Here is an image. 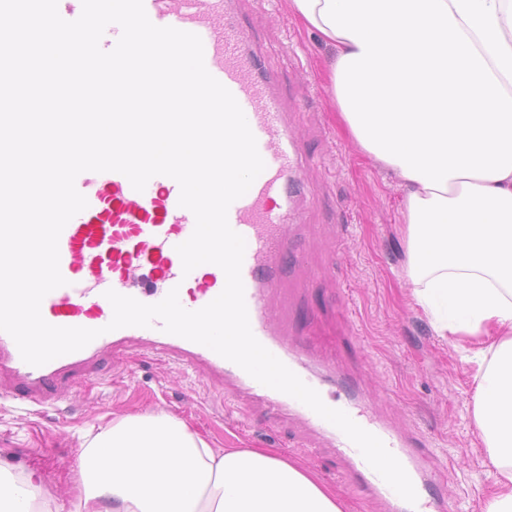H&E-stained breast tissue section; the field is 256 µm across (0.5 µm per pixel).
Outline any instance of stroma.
<instances>
[{
	"instance_id": "1",
	"label": "stroma",
	"mask_w": 512,
	"mask_h": 512,
	"mask_svg": "<svg viewBox=\"0 0 512 512\" xmlns=\"http://www.w3.org/2000/svg\"><path fill=\"white\" fill-rule=\"evenodd\" d=\"M258 47L301 143L299 230L277 315L310 353L370 396L376 413L420 438L435 456L433 490L456 512H484L495 490L473 406L475 365L460 360L412 299L398 270L404 252L401 190L341 130L321 70L333 51L299 26L286 0H232ZM164 411L211 448H273L332 487L345 512H385L334 449L304 425L260 403L225 412L224 390L171 361L129 350L75 374L66 396L37 412L0 398V464L41 477L46 512H73L81 436L125 415Z\"/></svg>"
}]
</instances>
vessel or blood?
I'll use <instances>...</instances> for the list:
<instances>
[{
    "mask_svg": "<svg viewBox=\"0 0 512 512\" xmlns=\"http://www.w3.org/2000/svg\"><path fill=\"white\" fill-rule=\"evenodd\" d=\"M227 3L144 0V7L154 25L200 36L207 70L237 100L265 163L246 194L228 210L231 228L246 242L241 277L252 332L315 389L327 406L345 411L383 441L409 475L417 493L416 504L402 499L341 430L295 398L260 384L208 347L163 332L158 320L147 328L107 331L113 316L105 297L107 290L155 304L174 289L182 307L195 311L214 300L225 286V274L217 265L183 271L176 247L192 235L195 217L179 206L178 183L164 175L152 177L141 192L114 171H88L77 177L76 188L88 206L60 234V271L66 284L44 297L41 314L51 325L96 329L100 335L81 350L32 366L23 361L12 337L0 332V396L18 394L27 401L46 404L64 395L72 371L95 366L108 352L138 348L169 355L224 386L232 401L260 399L300 420L336 449L352 478L383 501L388 512H434L437 502L428 494L431 455L415 454L414 438L377 417L361 388L342 377L328 382L312 372L305 347L289 343L287 324L273 315L272 303L281 293L290 266L288 210L293 188L302 182L300 150L283 102L273 92L271 78L263 74L256 50Z\"/></svg>",
    "mask_w": 512,
    "mask_h": 512,
    "instance_id": "vessel-or-blood-1",
    "label": "vessel or blood"
}]
</instances>
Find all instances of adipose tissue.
<instances>
[{
  "label": "adipose tissue",
  "mask_w": 512,
  "mask_h": 512,
  "mask_svg": "<svg viewBox=\"0 0 512 512\" xmlns=\"http://www.w3.org/2000/svg\"><path fill=\"white\" fill-rule=\"evenodd\" d=\"M335 51L330 90L360 151L400 181L401 276L476 364L475 422L512 512V0H287ZM77 512H343L269 448L215 452L166 412L84 435ZM41 479L0 468V512H42Z\"/></svg>",
  "instance_id": "1"
}]
</instances>
